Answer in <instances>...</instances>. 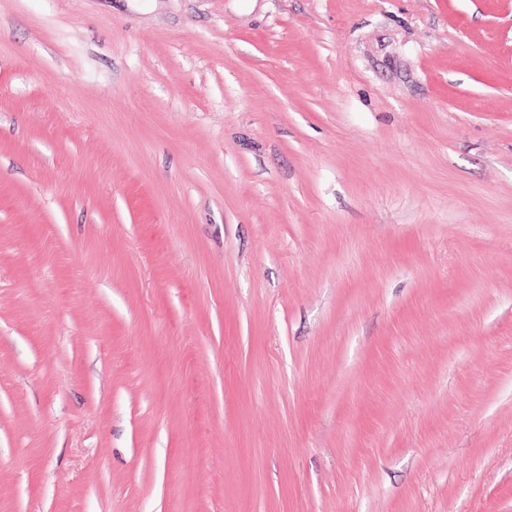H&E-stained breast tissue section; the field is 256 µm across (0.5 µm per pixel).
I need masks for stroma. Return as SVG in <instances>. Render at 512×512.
Returning <instances> with one entry per match:
<instances>
[{
  "instance_id": "obj_1",
  "label": "stroma",
  "mask_w": 512,
  "mask_h": 512,
  "mask_svg": "<svg viewBox=\"0 0 512 512\" xmlns=\"http://www.w3.org/2000/svg\"><path fill=\"white\" fill-rule=\"evenodd\" d=\"M0 512H512V0H0Z\"/></svg>"
}]
</instances>
